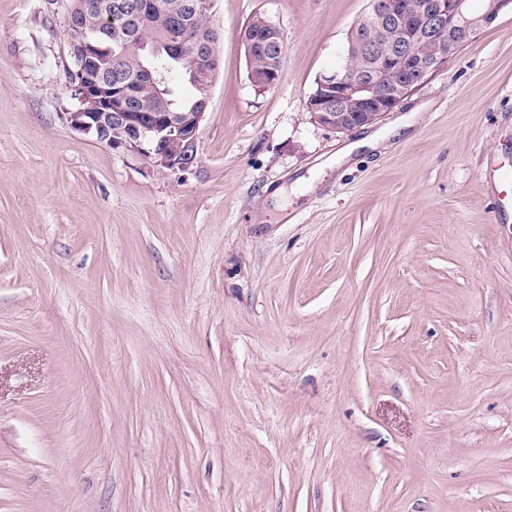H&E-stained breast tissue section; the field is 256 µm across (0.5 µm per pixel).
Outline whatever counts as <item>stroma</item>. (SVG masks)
Returning <instances> with one entry per match:
<instances>
[{
    "mask_svg": "<svg viewBox=\"0 0 512 512\" xmlns=\"http://www.w3.org/2000/svg\"><path fill=\"white\" fill-rule=\"evenodd\" d=\"M368 3L215 0L172 171L71 130L63 8L0 0V512H512V11L338 132ZM245 52L249 59V79L251 84L258 90H265L278 83L281 78V73L269 67L255 66L253 64L256 58V40L251 35L245 36ZM247 48V50H246Z\"/></svg>",
    "mask_w": 512,
    "mask_h": 512,
    "instance_id": "obj_1",
    "label": "stroma"
}]
</instances>
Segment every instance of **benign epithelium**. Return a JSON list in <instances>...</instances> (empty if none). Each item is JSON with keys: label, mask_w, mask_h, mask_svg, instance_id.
I'll return each instance as SVG.
<instances>
[{"label": "benign epithelium", "mask_w": 512, "mask_h": 512, "mask_svg": "<svg viewBox=\"0 0 512 512\" xmlns=\"http://www.w3.org/2000/svg\"><path fill=\"white\" fill-rule=\"evenodd\" d=\"M509 7L512 0H489L478 12L471 10L470 0H370L364 23L349 39L346 64L319 78L316 92L306 101L307 112L339 132L375 122ZM126 14L123 4L110 0H74L65 10L67 43L69 49H78L79 62L70 84L76 107L63 113V119L71 129L91 134L112 149L143 155L169 170H184L196 160L211 93H205L191 111L175 116L137 109L131 93L106 78L105 49L90 27L106 15L115 19ZM191 40L195 69L213 59L218 41H205L199 33ZM245 44L251 84L258 90L277 84L281 73L252 64L255 38L245 36ZM357 59L361 64L355 63Z\"/></svg>", "instance_id": "1"}]
</instances>
